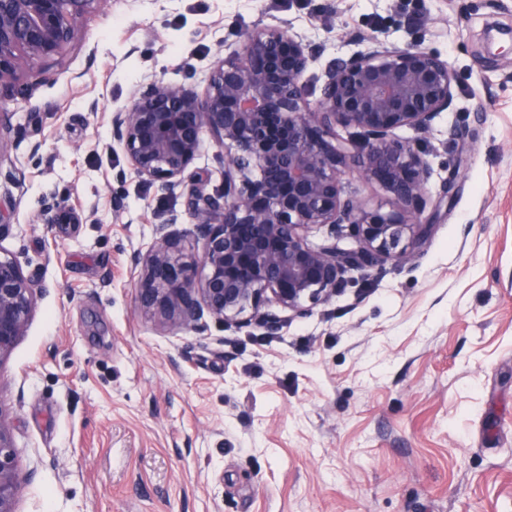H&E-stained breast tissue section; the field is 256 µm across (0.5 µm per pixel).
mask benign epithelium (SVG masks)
Segmentation results:
<instances>
[{"label": "benign epithelium", "mask_w": 512, "mask_h": 512, "mask_svg": "<svg viewBox=\"0 0 512 512\" xmlns=\"http://www.w3.org/2000/svg\"><path fill=\"white\" fill-rule=\"evenodd\" d=\"M102 0H0V156L12 147L6 101L29 96L17 61L33 68L63 55L79 21ZM371 46L322 70L320 96L307 99L303 76L317 59L285 25L246 35L239 56L219 59L198 90L151 79L130 108L112 113V139L133 172L173 192L198 156L204 135L225 148L224 190L191 185L187 206L202 253L190 258L155 214L154 239L132 256L143 271L136 301L162 331L202 333L249 315L274 336L283 320L328 302L351 271L401 266L422 245L453 183L428 195L427 154L395 131H429L448 111L455 76L439 54L375 36ZM355 129L347 150L336 127ZM357 174L394 199L389 211L345 193ZM326 229L325 243L307 242ZM36 291L19 263L0 258V363L25 335ZM27 475L19 468L11 427L0 406V512H18Z\"/></svg>", "instance_id": "1"}]
</instances>
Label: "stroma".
I'll list each match as a JSON object with an SVG mask.
<instances>
[{
	"mask_svg": "<svg viewBox=\"0 0 512 512\" xmlns=\"http://www.w3.org/2000/svg\"><path fill=\"white\" fill-rule=\"evenodd\" d=\"M288 25L305 74L377 36L447 60L448 112L404 129L456 193L401 267L350 273L267 336L247 321L158 333L130 256L154 213L200 254L187 187L142 182L111 113L145 76L203 87L245 32ZM512 0H106L55 61L26 71L0 157V256L36 288L0 363L19 512H512ZM41 142L30 156L31 142Z\"/></svg>",
	"mask_w": 512,
	"mask_h": 512,
	"instance_id": "obj_1",
	"label": "stroma"
}]
</instances>
